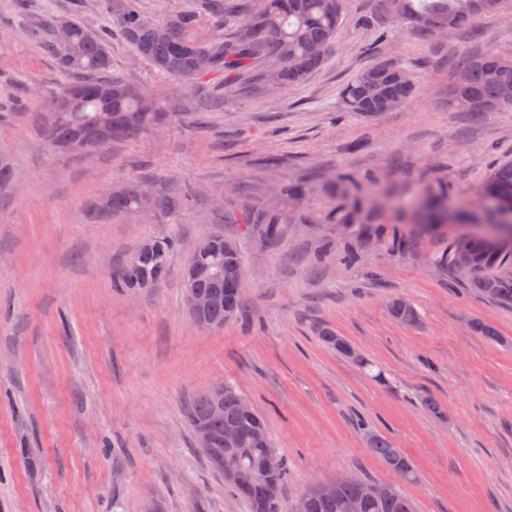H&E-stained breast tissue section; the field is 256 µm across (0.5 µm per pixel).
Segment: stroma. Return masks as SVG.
I'll use <instances>...</instances> for the list:
<instances>
[{
	"mask_svg": "<svg viewBox=\"0 0 512 512\" xmlns=\"http://www.w3.org/2000/svg\"><path fill=\"white\" fill-rule=\"evenodd\" d=\"M111 26L105 0H0V151L14 187L0 195V512H248L196 446L193 395L232 384L268 424L288 463L281 512L312 482L396 475L371 455L365 429L385 434L418 472L416 512H512V305L451 280V224L418 200L460 206L487 223L490 169L512 159V109L476 124L448 103L465 52L512 54L501 13L426 40L382 0H347L321 66L301 85L237 93L197 111L193 86L170 85L115 36L112 70L155 93L165 120L138 137L72 155L50 147L49 96L65 82L32 36L26 2ZM153 19L184 8L190 33H228L198 0H142ZM381 60L409 67L405 106L368 119L345 109L342 86ZM153 174L197 202L178 222L88 209L130 178ZM276 216L275 239L240 223ZM220 232L247 272L246 312L218 330L189 317L183 270ZM177 236L170 273L118 291L111 271L144 239ZM358 258L355 265L344 255ZM411 301L410 327L389 311ZM493 326L489 343L473 321ZM330 325L371 362L354 365L317 336ZM433 398L441 414L429 412Z\"/></svg>",
	"mask_w": 512,
	"mask_h": 512,
	"instance_id": "stroma-1",
	"label": "stroma"
}]
</instances>
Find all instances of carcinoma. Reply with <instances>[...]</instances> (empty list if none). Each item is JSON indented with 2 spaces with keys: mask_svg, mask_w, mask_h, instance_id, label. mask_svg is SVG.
<instances>
[{
  "mask_svg": "<svg viewBox=\"0 0 512 512\" xmlns=\"http://www.w3.org/2000/svg\"><path fill=\"white\" fill-rule=\"evenodd\" d=\"M107 11L123 40L136 55L163 72L170 79L196 86L201 93L212 81H218L226 92L266 89L267 74L276 73L277 85L288 88L303 83L319 69L330 50L340 25L344 0H201L203 10L235 18L226 37L198 40L188 34L195 14L180 11L158 22L165 36L158 37L141 27L150 16L140 0H106ZM387 13L424 39L448 27L467 28L501 9L508 0H384ZM70 24L80 54L70 56L58 38L61 22ZM44 46L53 54L60 71L70 77L52 101L53 120L44 129V138L52 147L80 130H90L102 123L105 106L112 105V136L100 148L114 140L138 136L157 121L159 103L151 93L130 84L112 72V59L107 39L90 32L76 15L67 18L47 17L41 24ZM512 87V57L489 50L464 55L454 68L448 86V104L477 95L487 104L486 111L512 108V97L501 95L504 85ZM417 94L411 85L408 69L398 62L379 61L349 80L342 88V99L351 112L377 116L409 103ZM12 159L0 154V190L13 182ZM147 180L123 182L122 193L112 203H97L93 214L148 212L160 220L176 222L182 211L194 205L191 191L170 193L157 188L147 194ZM484 195L492 203L491 223L512 217V161H504L491 170L484 185ZM216 245L210 256L193 252L185 270L193 271V279L183 275L185 290L208 291L214 304L204 315L202 327H224L226 310L237 314L245 310L244 294L232 284L227 272L237 274L244 266L237 246L224 250V235L209 236ZM150 249L137 247V259L124 260L112 269V287L117 289L152 288L169 272V261L178 244L174 236L151 237ZM512 246L498 253L489 252L475 233H458L448 241V270L455 278L465 280L477 294L512 303ZM391 315L408 326L421 322L414 305L397 298L390 307ZM472 331L491 343L502 341L497 330L484 322L472 324ZM317 335L325 344L362 368L368 359L351 353V345L329 325H322ZM224 396V414H212L214 400ZM243 396L235 387L218 383L199 391L187 407L191 428L207 426L214 441L202 453L211 468L223 475L228 489L243 499L249 512H279V495L287 464L274 448L265 419L254 410L244 408ZM232 422L241 430V439L233 447L224 444V426ZM373 437L369 452L404 481L417 478L411 458L383 434L363 427ZM269 462L268 480L261 485H245L241 478L251 469ZM369 480L358 476L339 478L336 493L325 494L308 488L309 512H343V503L359 497ZM363 512H415L413 501L400 486L390 497L370 496Z\"/></svg>",
  "mask_w": 512,
  "mask_h": 512,
  "instance_id": "cac0c4a2",
  "label": "carcinoma"
}]
</instances>
